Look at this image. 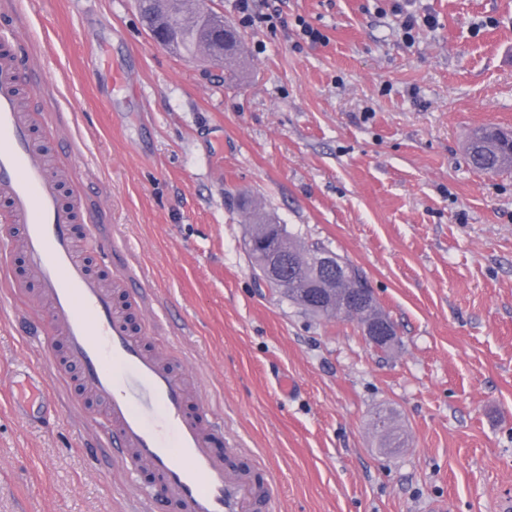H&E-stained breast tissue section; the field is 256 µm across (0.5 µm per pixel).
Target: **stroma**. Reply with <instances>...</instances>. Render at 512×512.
Wrapping results in <instances>:
<instances>
[{
	"instance_id": "1",
	"label": "stroma",
	"mask_w": 512,
	"mask_h": 512,
	"mask_svg": "<svg viewBox=\"0 0 512 512\" xmlns=\"http://www.w3.org/2000/svg\"><path fill=\"white\" fill-rule=\"evenodd\" d=\"M206 4L241 36L238 83L157 43L137 0H0L28 108L84 200V257L121 303L117 280L140 271L153 301L134 326L221 422L213 452L273 474V512H501L512 172L474 170L466 149L476 127L512 130V0H255L249 25L238 0ZM408 12L436 24L407 43ZM304 23L323 41L303 39ZM96 52L133 87L102 100ZM242 197L358 266L395 344L372 348L354 321L258 282ZM27 267L13 247L0 277V512H134L153 476L96 458L99 407L56 383ZM33 369L55 386L46 424L8 404Z\"/></svg>"
}]
</instances>
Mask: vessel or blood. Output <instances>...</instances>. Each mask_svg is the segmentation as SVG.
Masks as SVG:
<instances>
[{"instance_id":"1","label":"vessel or blood","mask_w":512,"mask_h":512,"mask_svg":"<svg viewBox=\"0 0 512 512\" xmlns=\"http://www.w3.org/2000/svg\"><path fill=\"white\" fill-rule=\"evenodd\" d=\"M16 56L0 55V220L16 225L40 285L47 332L65 338L67 358L101 408L100 455L127 473L153 469L160 482L146 505L174 500L181 512H251L260 496L251 474L229 471L211 450L219 427L188 409L187 380L148 351L112 291L78 254L79 199L63 201L22 111Z\"/></svg>"}]
</instances>
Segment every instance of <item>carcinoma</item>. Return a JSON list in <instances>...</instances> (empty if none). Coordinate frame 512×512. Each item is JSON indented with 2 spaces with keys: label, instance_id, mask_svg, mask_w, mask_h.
I'll return each instance as SVG.
<instances>
[{
  "label": "carcinoma",
  "instance_id": "obj_1",
  "mask_svg": "<svg viewBox=\"0 0 512 512\" xmlns=\"http://www.w3.org/2000/svg\"><path fill=\"white\" fill-rule=\"evenodd\" d=\"M187 2L189 0H141L138 6L153 36L167 45L196 55L207 44L224 42V56L218 58V61L224 64V74L236 76L233 62L241 46L238 32L212 23L211 9L205 7V3H200L199 8L190 13L186 8ZM503 135L505 131L494 125L475 131L467 148L468 164L487 174L511 170L512 143L502 139ZM250 214L252 236L258 242V246L247 251L252 265H257L258 260L277 244L300 252L309 246V243L287 230L286 225L273 223L256 208H250ZM285 298L315 316L320 315V312L308 307L305 300L310 298L315 303L341 301L340 293L318 284L306 269L301 271L298 281L288 288Z\"/></svg>",
  "mask_w": 512,
  "mask_h": 512
}]
</instances>
